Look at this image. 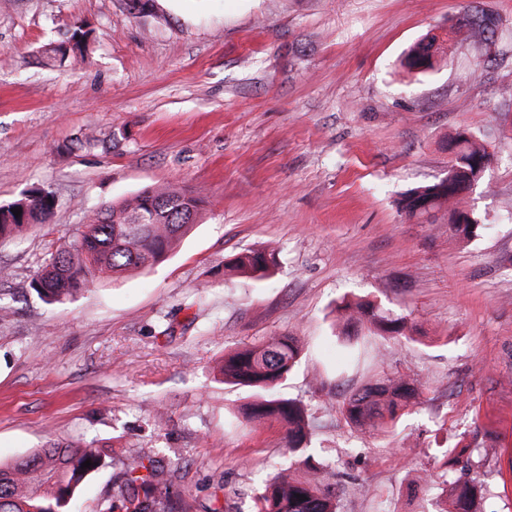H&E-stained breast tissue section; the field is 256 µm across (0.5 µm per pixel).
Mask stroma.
Here are the masks:
<instances>
[{"label": "stroma", "mask_w": 512, "mask_h": 512, "mask_svg": "<svg viewBox=\"0 0 512 512\" xmlns=\"http://www.w3.org/2000/svg\"><path fill=\"white\" fill-rule=\"evenodd\" d=\"M471 2L0 0V205L33 185L58 199L0 241V461L105 448L74 505L95 512L149 448L189 512H253L290 460L283 429L239 416L257 393L225 384L224 353L287 333L302 359L277 393L314 421L338 512H438L443 445L482 450L467 477L486 512H512V0H482L492 57L458 42L432 72L398 66ZM76 22L96 32L85 61L43 65ZM461 130L492 160L467 198L486 228L458 244L396 201L445 177ZM91 132L102 145L77 149ZM171 180L206 209L165 261L62 305L31 290L91 208ZM251 248L274 251L271 275L225 274ZM344 298L407 316L410 336L346 341ZM394 374L420 392L397 427L347 424L345 395Z\"/></svg>", "instance_id": "1"}]
</instances>
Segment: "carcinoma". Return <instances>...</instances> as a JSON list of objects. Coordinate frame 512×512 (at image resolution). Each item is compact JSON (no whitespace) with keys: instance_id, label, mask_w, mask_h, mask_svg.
<instances>
[{"instance_id":"obj_1","label":"carcinoma","mask_w":512,"mask_h":512,"mask_svg":"<svg viewBox=\"0 0 512 512\" xmlns=\"http://www.w3.org/2000/svg\"><path fill=\"white\" fill-rule=\"evenodd\" d=\"M95 30L77 24L71 31L74 46L63 49L49 44L42 49L47 63L62 65L85 60L94 42ZM477 48L489 49L500 38V19L479 5L466 8L451 26ZM443 53L434 37L420 40L402 56L400 65L425 73L436 67ZM448 175L437 182L415 187L400 200V210L409 220H428L448 214V234L470 241L480 236L485 224L467 208L466 195L485 176L483 164L491 160L485 145L471 134L459 132L448 140ZM57 200L45 188L33 186L17 199L0 206V241L24 236L47 223ZM206 202L179 184L145 188L134 197L90 211L88 221L75 229L68 246L48 253L32 279L30 288L47 304H64L103 278L117 279L127 271L153 266L192 228ZM22 210L15 216L12 209ZM276 265L274 254L247 250L226 264L231 271L254 279L266 277ZM346 326L359 334L380 331L403 336L405 318L366 302H343L336 307ZM300 349L294 337L275 336L224 357V382L247 388H270L286 379L298 365ZM415 383L405 377H389L364 385L342 402L345 419L356 426L385 430L393 426L416 398ZM247 419L278 424L286 430L288 454L305 453L312 425L301 403L290 398H262L244 412ZM92 466L82 467L86 460ZM107 464L101 450L88 445L50 443L30 455L0 461V512H71L70 503L86 478ZM301 475L283 472L271 479L255 496V512H337L336 490L327 481L328 465L303 460ZM306 499H300V496ZM443 512H485L483 492L473 481L450 479L441 492ZM178 493L157 480L151 452L128 458L125 482L106 499L99 512H176Z\"/></svg>"}]
</instances>
